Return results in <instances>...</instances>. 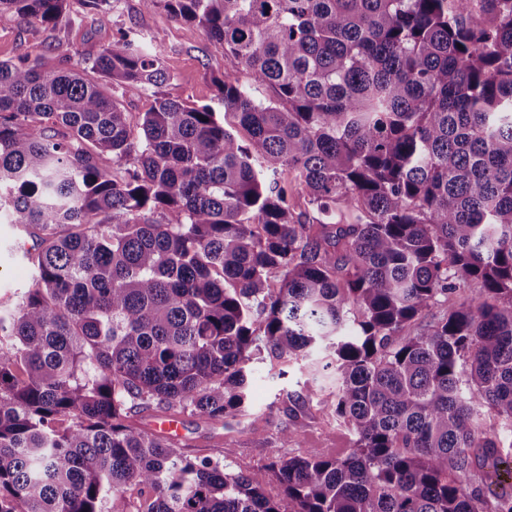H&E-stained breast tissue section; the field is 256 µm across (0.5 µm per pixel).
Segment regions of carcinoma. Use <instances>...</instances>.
<instances>
[{
  "label": "carcinoma",
  "mask_w": 512,
  "mask_h": 512,
  "mask_svg": "<svg viewBox=\"0 0 512 512\" xmlns=\"http://www.w3.org/2000/svg\"><path fill=\"white\" fill-rule=\"evenodd\" d=\"M163 2L248 75L224 117L132 28L0 60L34 269L0 310V512H512V0ZM116 86L152 91L137 123ZM266 354L328 374L353 436L278 459L282 498L136 423L228 427Z\"/></svg>",
  "instance_id": "cac0c4a2"
}]
</instances>
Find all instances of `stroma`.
<instances>
[{
  "instance_id": "stroma-1",
  "label": "stroma",
  "mask_w": 512,
  "mask_h": 512,
  "mask_svg": "<svg viewBox=\"0 0 512 512\" xmlns=\"http://www.w3.org/2000/svg\"><path fill=\"white\" fill-rule=\"evenodd\" d=\"M128 27L136 28L151 39L158 49L171 81L164 94L190 104H207L215 112H223L214 80L230 75L246 81L245 71L234 68L230 60L216 49L197 24L173 19L160 6L146 7L143 0H112L109 11H90L83 0H67L66 9L51 27H32L24 19L0 16V59L41 55L59 59L70 54L72 60L91 59L111 40L113 33ZM22 232L0 218V302H11L31 284V269L16 246ZM277 361L257 364L251 387L248 416L225 432L223 446L211 438L213 429L201 417L188 413L180 417L179 431L188 438V456L224 459L233 471L244 473L254 485L272 499L281 498L282 486L271 471L273 462L284 456L277 437L281 430L293 426L289 414L292 397L306 394L308 374L298 367H289L286 376H279ZM302 441L321 455L336 458L348 453L352 436L342 425L325 418L317 408L302 417Z\"/></svg>"
}]
</instances>
